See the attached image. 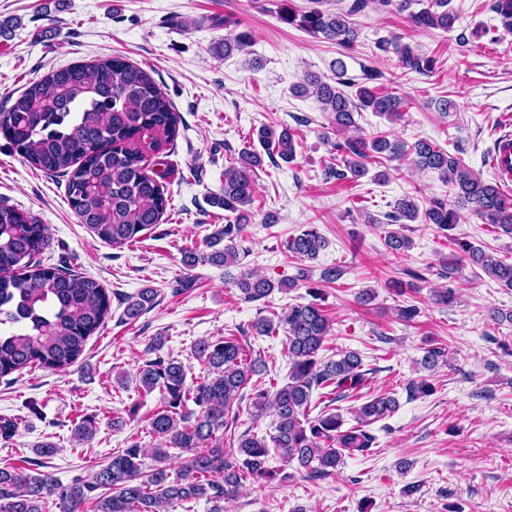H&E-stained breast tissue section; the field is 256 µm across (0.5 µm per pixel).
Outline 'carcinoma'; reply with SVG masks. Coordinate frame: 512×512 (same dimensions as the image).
<instances>
[{"mask_svg":"<svg viewBox=\"0 0 512 512\" xmlns=\"http://www.w3.org/2000/svg\"><path fill=\"white\" fill-rule=\"evenodd\" d=\"M414 5L420 9L413 10ZM368 7L405 12L422 31H448L458 20L450 0H428L425 5L422 0H353L334 12L317 7L302 13L290 9L284 20L352 49L360 35L353 16ZM492 8L502 24L512 28V0H493ZM251 44L252 36L246 31L226 36L224 55ZM377 46L395 54L403 70L423 72L434 65L433 59L416 54L398 37L382 39ZM345 75L341 64L336 84L310 73L295 88L296 94L315 98L322 111L330 114L337 132H353L333 144L343 167L329 168L328 176L356 180L367 174L368 163L383 156L391 161L410 152L418 168L439 172L455 206L468 208L512 236V199L460 157L426 139L407 149L380 132L368 134L359 127L355 114L370 111L397 118L406 101L364 84L352 97L342 90L353 86ZM181 124L180 113L151 74L115 56L75 64L32 83L7 111L0 112V137L31 167L65 178L68 203L80 222L100 240L121 248L141 241L144 232L166 216L169 199L161 182L164 175L153 166L165 164L163 157ZM258 140L270 156L285 162L295 157L296 144L288 129L277 132L264 126L258 130ZM262 164V154L245 147L235 164L224 169V184L214 203L232 221L212 237L211 252L183 253L186 269L201 262L226 268L239 264L238 240L252 223L255 169ZM394 209L392 218L397 221L421 220L442 231L456 223V211L440 199L422 210L415 198L404 196L396 200ZM325 245V238L313 227L287 242L293 253L306 260L316 259ZM49 246L47 228L35 216L0 204V378L32 366L62 370L73 365L110 312V295L98 280L45 267L37 260ZM462 250L487 277L512 288V262L466 244ZM235 287L244 301L256 302L289 284L245 272ZM156 297L152 288L125 297V320H138ZM252 329L260 336L281 330L286 338L288 383L273 391L256 390L251 397L254 417L272 412V434L246 431L228 453L216 446L217 433L227 427L233 405L241 402L242 390L265 370V363L236 339L200 340L193 345V354L207 365L208 373L192 385L186 384L185 364L174 358L149 360L139 370L140 389L159 395L149 426L166 447L153 449L155 465L146 467L143 449L133 442L112 453L108 463L66 486L49 474L1 467L0 512H49L50 503L56 512H84L89 501L95 503L94 512H165L174 501L199 500L209 504V512H224V502L234 499L246 484L288 479L285 470L268 467L273 451L284 466L307 478L329 476L345 458L369 454L376 443L371 427L391 416L399 404L389 393L362 395L351 426L338 412L322 411L310 417L313 392L327 389L334 400L344 399L361 390L367 375L355 351H342L336 360L319 358L330 331L319 304L290 305L258 318ZM95 431L94 421L85 419L72 429V441L84 444ZM174 448L190 451L192 456L171 480L166 463Z\"/></svg>","mask_w":512,"mask_h":512,"instance_id":"carcinoma-1","label":"carcinoma"}]
</instances>
